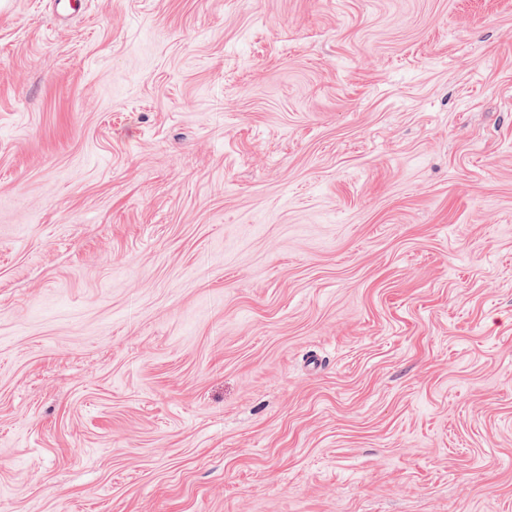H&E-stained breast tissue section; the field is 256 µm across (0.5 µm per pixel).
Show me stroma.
<instances>
[{"label":"stroma","mask_w":512,"mask_h":512,"mask_svg":"<svg viewBox=\"0 0 512 512\" xmlns=\"http://www.w3.org/2000/svg\"><path fill=\"white\" fill-rule=\"evenodd\" d=\"M0 0V512H512V0Z\"/></svg>","instance_id":"obj_1"}]
</instances>
